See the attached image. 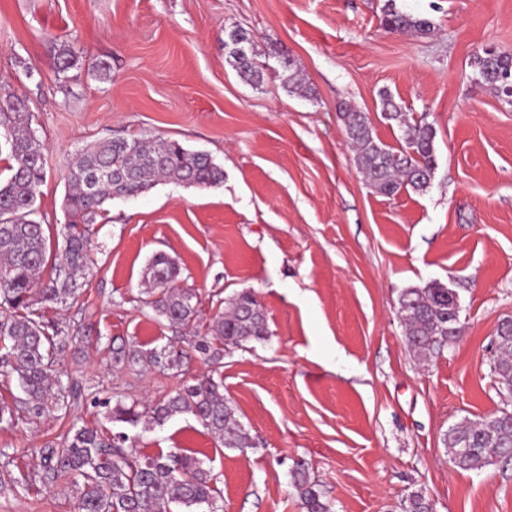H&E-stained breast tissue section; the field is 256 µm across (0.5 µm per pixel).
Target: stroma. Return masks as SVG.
<instances>
[{
  "mask_svg": "<svg viewBox=\"0 0 512 512\" xmlns=\"http://www.w3.org/2000/svg\"><path fill=\"white\" fill-rule=\"evenodd\" d=\"M385 0H0V104L24 102L43 146V223L65 221L67 175L88 145L157 136L208 153L224 170L208 189L161 182L107 202L71 321L88 346L61 366L105 399L152 401L210 366L189 351L181 371L118 374L112 344L179 345L180 333L143 304L144 270L163 252L196 289L209 326L252 291L269 335L226 350L224 396L251 448L224 447L191 414L127 433L140 454L202 459L223 512H305L295 470L319 485L331 512H402L421 493L433 512H512V465L478 472L450 462L443 438L462 419L503 406L491 361L512 319V104L478 79L484 48L512 52V0H396L431 19L430 35L391 34ZM250 33L259 83L239 77L225 46ZM78 59L59 71L60 50ZM111 76L99 78L92 63ZM309 93H291L289 72ZM389 91L436 130L426 191L388 197L354 163L340 109L380 115ZM438 282L460 301L463 335L421 359L406 346L398 298ZM86 404L66 417L0 429V449L36 468L34 451L73 423L102 420ZM0 512H75L55 482L39 499L0 495Z\"/></svg>",
  "mask_w": 512,
  "mask_h": 512,
  "instance_id": "obj_1",
  "label": "stroma"
}]
</instances>
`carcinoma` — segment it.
Instances as JSON below:
<instances>
[{"instance_id":"cac0c4a2","label":"carcinoma","mask_w":512,"mask_h":512,"mask_svg":"<svg viewBox=\"0 0 512 512\" xmlns=\"http://www.w3.org/2000/svg\"><path fill=\"white\" fill-rule=\"evenodd\" d=\"M381 25L392 33L427 35L433 23L402 11L396 0H386ZM229 62L241 78L256 83L261 72L254 61L249 35L228 33ZM481 83L512 102V53L486 49L474 58ZM381 115L399 128V146L374 135L365 112L341 110L357 169L378 193L394 196L400 190L423 192L434 178L436 131L426 116L410 119L387 91L379 94ZM28 117L10 106L0 111V127L12 160L10 178L0 183V386H17L23 396L13 403L0 402V428L11 429L18 421L57 414L67 416L87 399L84 387L70 378L63 381L61 356L79 343V330L71 323L51 321L53 304L77 302L81 296L77 274L89 263L90 240L97 219L104 217L107 201L134 197L160 181L200 188L224 182V170L204 152H193L162 138H113L83 150L68 175L65 198L67 219L60 233L62 260L43 281L50 236L36 206L45 175L43 147L32 134ZM177 263L160 253L145 270V306L153 318L187 331V344L217 365L224 349L241 347L267 336L266 319L256 296L238 293L229 308L215 316L205 335L196 330L197 294L176 284ZM405 326V343L426 357L455 341L461 309L448 307V289L440 283L408 288L398 298ZM499 355L492 372L499 394L509 396L512 386V319L497 328ZM183 350L146 348L132 340L111 348V366L135 376L147 367L162 371L183 366ZM93 402L106 409L111 422L136 425L145 417L156 423L182 413L194 415L204 429L226 448L251 447L249 432L239 425L224 399L223 384L211 375L167 394L157 401L129 399L115 391L112 399ZM127 433L99 427L72 426L58 442L39 449L36 471L17 468L0 473V490H21L40 495L48 483L65 480L77 500V512H196L203 505L218 512L217 489L211 476L192 454L158 452L135 455L127 449ZM444 445L453 465L464 471H481L495 462L512 461V410L501 409L487 420H466L448 428ZM293 486L306 512H330L308 475L298 472Z\"/></svg>"}]
</instances>
